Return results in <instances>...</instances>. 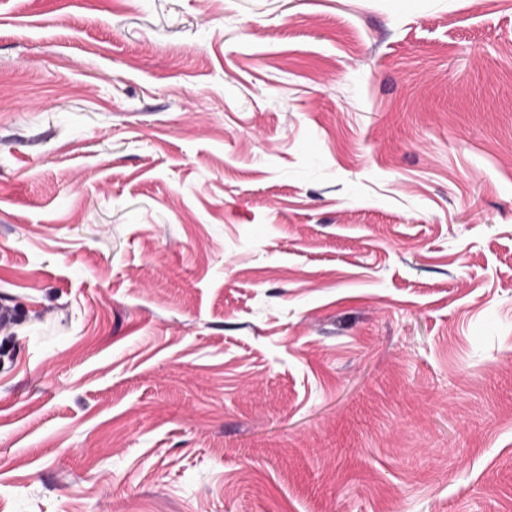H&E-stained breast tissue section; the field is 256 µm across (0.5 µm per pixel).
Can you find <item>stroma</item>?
Returning <instances> with one entry per match:
<instances>
[{"label": "stroma", "mask_w": 512, "mask_h": 512, "mask_svg": "<svg viewBox=\"0 0 512 512\" xmlns=\"http://www.w3.org/2000/svg\"><path fill=\"white\" fill-rule=\"evenodd\" d=\"M0 512H512V0H0Z\"/></svg>", "instance_id": "35a3bbf8"}]
</instances>
